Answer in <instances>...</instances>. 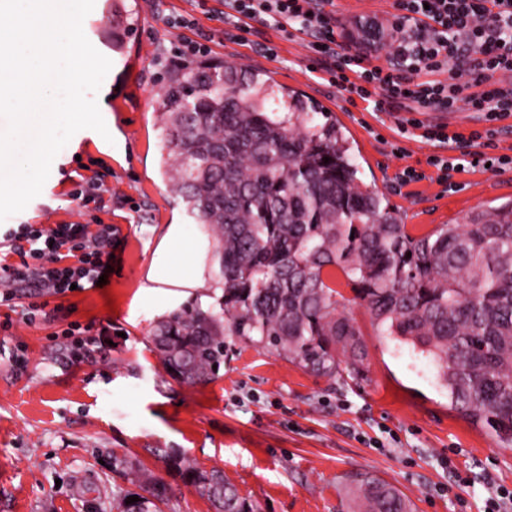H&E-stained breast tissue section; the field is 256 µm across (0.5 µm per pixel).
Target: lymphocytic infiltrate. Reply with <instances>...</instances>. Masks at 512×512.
I'll return each instance as SVG.
<instances>
[{
    "label": "lymphocytic infiltrate",
    "mask_w": 512,
    "mask_h": 512,
    "mask_svg": "<svg viewBox=\"0 0 512 512\" xmlns=\"http://www.w3.org/2000/svg\"><path fill=\"white\" fill-rule=\"evenodd\" d=\"M335 0H224L234 29L254 23L305 39L316 56L312 71L330 85L355 94L376 112H401L400 134L422 130L425 139L449 144L451 156H430L436 180L456 190L465 168L512 169V155H487L501 123L512 117V0H396L389 61L372 64L346 51L336 36ZM432 112H477L482 126L463 133L426 121ZM19 263L0 266V304L18 287L68 295L86 290L111 264L112 227L81 223L44 228L22 224L6 231Z\"/></svg>",
    "instance_id": "lymphocytic-infiltrate-1"
}]
</instances>
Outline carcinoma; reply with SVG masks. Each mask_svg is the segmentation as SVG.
<instances>
[{"label": "carcinoma", "instance_id": "1", "mask_svg": "<svg viewBox=\"0 0 512 512\" xmlns=\"http://www.w3.org/2000/svg\"><path fill=\"white\" fill-rule=\"evenodd\" d=\"M269 88L257 71L201 68L157 98L161 167L213 241L209 276L221 290L156 325L163 369L207 382L244 341L331 379H363L362 333L339 274L380 332L434 359L449 408L511 448L512 204L414 234L363 185L336 123L314 122L319 106L285 88L286 111L268 109ZM168 460L213 512H258L221 471ZM112 461L154 497L138 506L126 493L112 510L161 512L166 485L125 455ZM353 486L355 512H411L377 477Z\"/></svg>", "mask_w": 512, "mask_h": 512}]
</instances>
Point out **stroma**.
<instances>
[{
    "instance_id": "obj_1",
    "label": "stroma",
    "mask_w": 512,
    "mask_h": 512,
    "mask_svg": "<svg viewBox=\"0 0 512 512\" xmlns=\"http://www.w3.org/2000/svg\"><path fill=\"white\" fill-rule=\"evenodd\" d=\"M110 2L95 0L83 31L102 55H131L129 70L111 69L123 109L113 111L110 94H98L109 137L75 133L40 195L0 229L79 219L112 225L119 261L107 284L117 312L104 313L97 288L38 296L43 314L31 323L21 315L29 289H17L14 306L0 305V512H112L113 497L139 489L112 469L116 452L168 486L163 512H211L168 466L171 451L223 471L260 512H348L346 479L356 472L397 487L412 512H484L492 487L512 489V448L449 410L432 360L382 335L348 286L340 291L363 333L364 382L320 376L245 343L232 347L209 382L190 386L163 371L152 330L173 310L205 299L209 274L200 269L190 288L148 279L167 235L201 241L162 174L156 93L180 67L201 62L245 65L302 93L332 113L363 184L383 193L415 233L512 201V169L468 170L456 176L460 190L445 193L426 164L432 144L415 136L404 141V158L393 157L400 113L373 111L314 77L304 41L263 26L249 43L231 40L220 0H123L115 13ZM335 3L346 45L367 24L388 34L397 13L395 0ZM181 15L213 40L210 53L180 66L172 56L184 31L169 21ZM268 42L276 58L264 53ZM407 166L425 171V180L393 189L395 173ZM94 175L112 191L108 210H84L72 198ZM447 458L467 484L453 483Z\"/></svg>"
}]
</instances>
